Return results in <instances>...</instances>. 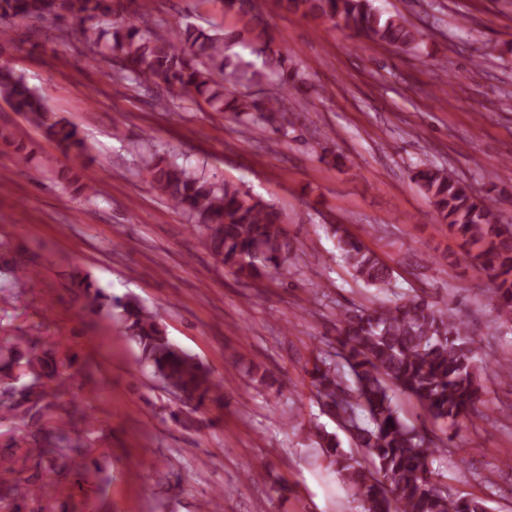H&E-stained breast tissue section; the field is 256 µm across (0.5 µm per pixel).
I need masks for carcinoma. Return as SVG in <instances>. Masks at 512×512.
<instances>
[{
    "instance_id": "obj_1",
    "label": "carcinoma",
    "mask_w": 512,
    "mask_h": 512,
    "mask_svg": "<svg viewBox=\"0 0 512 512\" xmlns=\"http://www.w3.org/2000/svg\"><path fill=\"white\" fill-rule=\"evenodd\" d=\"M286 9L303 16L325 18L357 37L384 43L407 53L423 33L398 14L384 15L374 0H281ZM224 16L238 27L229 33L197 26L181 17L165 31L152 30L151 13L126 11L123 0H0V18L24 23L50 21L81 28L83 41L95 60L104 45L111 53L107 76L126 89L147 88L158 81L171 90L160 107L171 112L205 103L214 112H231L246 126L263 123L288 133L290 103L306 78L288 72V51L275 45L267 23L254 12L251 0H220ZM258 42L262 68L248 71L231 47L246 38ZM271 76L280 81L275 93L256 96L233 93L244 79L254 87ZM0 98L32 117L50 138L79 158L85 144L76 127L55 119L43 96L30 87L8 61H0ZM148 182L181 210L205 237L214 257L246 280H261L281 268L293 249L283 214L228 181H216L180 164L145 140L132 144ZM442 224L467 249L465 259L492 283L487 304L512 314V227L499 222L495 200L478 198L447 171L424 167L415 173ZM65 189L90 201L98 196L78 170L69 171ZM327 230L351 276L382 293L391 291L392 270L343 224ZM72 285L83 300L82 310L104 307L119 311L124 334L134 342L141 362L182 401L169 413L181 420L183 409L195 412L223 399V385L193 355L168 338L159 314L136 297H114L89 274L76 272ZM393 307H356L339 313L337 350L347 367L316 357L307 370L315 396L326 412L341 419L363 464L341 449L336 435L322 426L309 428L328 466L348 487L361 512H488L479 498L448 495L443 470L430 469L434 457L448 452L435 433L407 423L393 392L412 397L439 430L454 428L478 415L484 374L492 371L512 380V358L490 366L478 356L467 322L456 308L420 293L403 294ZM50 350L30 336L0 340L1 424L17 421L35 429V446L27 455L41 465L55 451L85 448L95 434L92 416L61 398L68 386L49 371ZM87 463L64 461L54 469L57 479L83 476ZM28 499L49 497L51 484L11 487Z\"/></svg>"
}]
</instances>
